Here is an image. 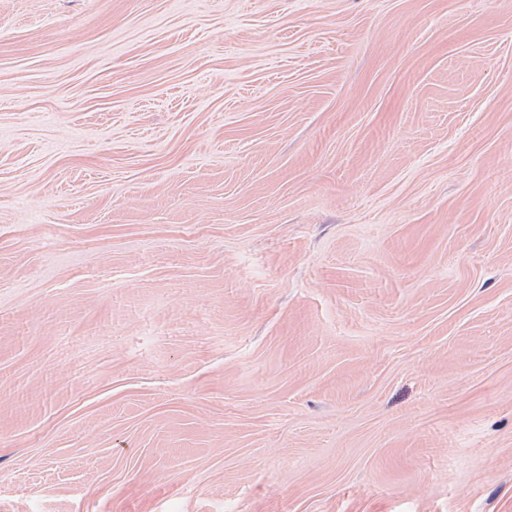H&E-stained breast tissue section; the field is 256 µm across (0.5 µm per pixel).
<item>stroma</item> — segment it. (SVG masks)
<instances>
[{"label": "stroma", "mask_w": 512, "mask_h": 512, "mask_svg": "<svg viewBox=\"0 0 512 512\" xmlns=\"http://www.w3.org/2000/svg\"><path fill=\"white\" fill-rule=\"evenodd\" d=\"M0 512H512V0H0Z\"/></svg>", "instance_id": "obj_1"}]
</instances>
